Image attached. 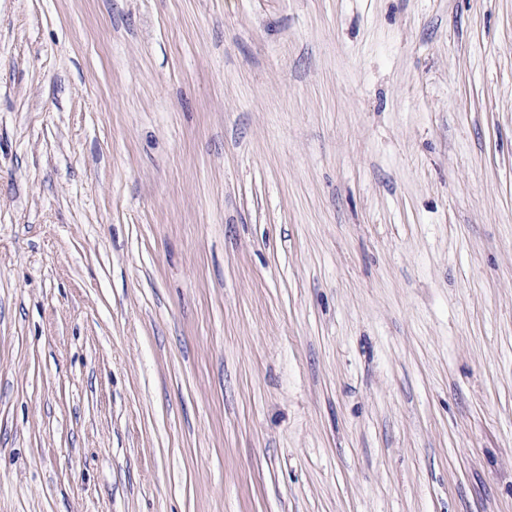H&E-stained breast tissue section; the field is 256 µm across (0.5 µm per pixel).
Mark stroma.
Segmentation results:
<instances>
[{
	"instance_id": "stroma-1",
	"label": "stroma",
	"mask_w": 512,
	"mask_h": 512,
	"mask_svg": "<svg viewBox=\"0 0 512 512\" xmlns=\"http://www.w3.org/2000/svg\"><path fill=\"white\" fill-rule=\"evenodd\" d=\"M0 512H512V0H0Z\"/></svg>"
}]
</instances>
